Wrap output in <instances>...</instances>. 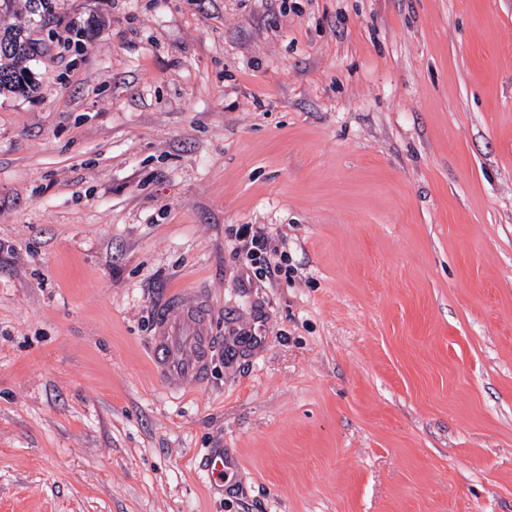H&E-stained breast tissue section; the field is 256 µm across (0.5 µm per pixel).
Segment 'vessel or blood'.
<instances>
[{
	"label": "vessel or blood",
	"mask_w": 512,
	"mask_h": 512,
	"mask_svg": "<svg viewBox=\"0 0 512 512\" xmlns=\"http://www.w3.org/2000/svg\"><path fill=\"white\" fill-rule=\"evenodd\" d=\"M211 301L200 290L169 293L154 307L152 366L164 388L206 383L212 365L214 335Z\"/></svg>",
	"instance_id": "b4317fda"
}]
</instances>
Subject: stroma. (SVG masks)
<instances>
[{
	"label": "stroma",
	"instance_id": "35a3bbf8",
	"mask_svg": "<svg viewBox=\"0 0 512 512\" xmlns=\"http://www.w3.org/2000/svg\"><path fill=\"white\" fill-rule=\"evenodd\" d=\"M37 5L38 85L0 94V512H512V0ZM193 288L211 375L170 394L152 308ZM251 247L247 250V255L251 261L253 274L256 278H267L281 271V266L277 263L272 266L268 258V238L259 228L253 233L250 240Z\"/></svg>",
	"mask_w": 512,
	"mask_h": 512
}]
</instances>
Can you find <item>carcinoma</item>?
I'll use <instances>...</instances> for the list:
<instances>
[{"label": "carcinoma", "instance_id": "obj_1", "mask_svg": "<svg viewBox=\"0 0 512 512\" xmlns=\"http://www.w3.org/2000/svg\"><path fill=\"white\" fill-rule=\"evenodd\" d=\"M34 56L33 43L23 28L0 29V93L27 97L34 92L35 82L25 78Z\"/></svg>", "mask_w": 512, "mask_h": 512}]
</instances>
